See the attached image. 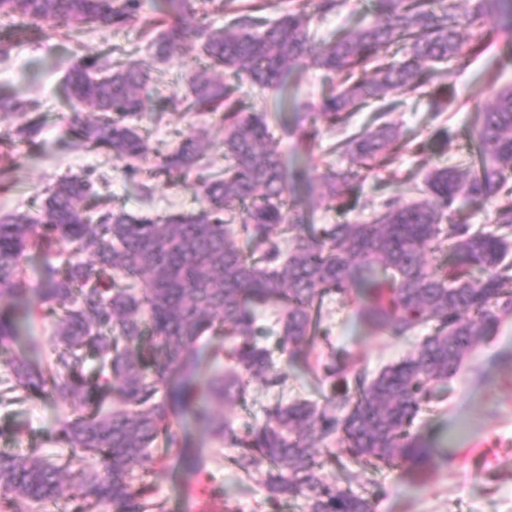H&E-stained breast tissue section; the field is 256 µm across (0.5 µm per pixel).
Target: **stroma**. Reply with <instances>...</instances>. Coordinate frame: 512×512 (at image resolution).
I'll list each match as a JSON object with an SVG mask.
<instances>
[{
  "instance_id": "obj_1",
  "label": "stroma",
  "mask_w": 512,
  "mask_h": 512,
  "mask_svg": "<svg viewBox=\"0 0 512 512\" xmlns=\"http://www.w3.org/2000/svg\"><path fill=\"white\" fill-rule=\"evenodd\" d=\"M11 40L8 55L0 56V91L35 99L43 121L35 146L19 145L14 151L12 171L0 176V211L34 213L41 209L42 190L60 177L97 169L111 180L108 192L114 207L132 213L165 215L189 212L199 207L195 175H188L184 187H170L165 179L151 178L152 163H144L142 181L150 182L153 194L142 199L134 184L122 174V161L98 151L76 147L70 134L73 113L88 116V108L72 111L63 92L68 64L86 55L97 54L112 44L132 45L135 57L153 74L158 86L147 109L164 111L161 123L145 119L141 127L152 147L161 153L173 149L189 128L206 130L212 145L223 134L212 117L167 109L165 99L183 94L193 76L205 65L199 51L188 48L168 60L154 57L149 40L138 28L113 30L105 26L88 28L73 36H50L34 32L15 39L10 24H0V41ZM488 52L474 58L466 69L448 65L447 81L455 96L441 117H434L426 99L405 95L392 118L405 137L429 141L437 125L448 128L451 137L445 149L403 155L392 173L368 172L361 186L363 198L380 200L389 195L405 199L415 196L413 186L434 167L464 166L471 163L470 134L477 121L475 96L489 77L499 84L512 85V39L496 33ZM336 78L305 61L288 79V96L280 98L268 90L253 98V105L289 122L303 120L313 106L335 84ZM274 145L288 166L304 163L311 185H319L328 168L342 167L338 156L327 149L336 139L326 132L307 153L294 149L292 138L281 129L273 131ZM366 288L353 289L346 303L333 304L327 320L330 339L309 349L304 360L291 363L280 354L278 307L261 310L256 334L276 356L288 376L284 393L267 389L260 380L251 381L245 400L221 406L226 421L241 432L264 417L266 407L275 402L298 399L324 403L326 389L317 368L319 358L343 349L361 369L377 374L413 352L420 336L386 338L365 325L358 310L368 299ZM51 320H21L10 351L36 366L46 364L54 344ZM68 409L58 400L33 397L16 400L0 408V451L24 454L29 448L57 453L51 435ZM186 442L184 453L167 457L164 447H156L149 480L153 497L166 512H306L303 499L282 500L271 510L264 487L265 469L257 467L244 478L231 466L235 448L213 436L208 429L185 418L176 425ZM414 431L423 435L438 453L451 457V464L416 473L402 465L389 467L349 463L329 466L326 473L339 485H351L363 495H373V512H512V315L503 318L494 334L479 342L465 357L460 369L437 389V397L421 410ZM206 458V473L195 470L197 458Z\"/></svg>"
}]
</instances>
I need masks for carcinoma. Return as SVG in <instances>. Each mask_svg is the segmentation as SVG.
Returning <instances> with one entry per match:
<instances>
[{
  "mask_svg": "<svg viewBox=\"0 0 512 512\" xmlns=\"http://www.w3.org/2000/svg\"><path fill=\"white\" fill-rule=\"evenodd\" d=\"M203 2L225 14L223 26L188 25L193 0H154L150 14L146 0H0V16L20 20L17 36L30 25L72 33L135 24L158 31L151 42L158 59L194 42L209 68L173 104L213 115L224 130V167L200 176L196 211L151 217L101 207L92 204L95 182L72 176L43 189L39 215L0 213V344L17 336L18 305L54 318L56 343L45 367L5 361L0 406L27 395L57 398L70 409L53 435L67 457L47 460L38 448L0 454V512H40L59 501L64 480L79 487L68 512H163L147 498V464L160 439L169 454L180 452L173 422L187 415L237 449L232 462L240 473L266 464L270 505L301 497L308 512H372L370 498L326 478L335 458L316 450L314 440L334 442L357 460L427 471L434 448L412 427L432 386L512 314V87L492 79L483 88L493 102L479 109L475 169H435L421 198L387 197L371 220L354 224L302 223L288 195L306 173L288 168L270 146L269 113L247 105L257 90L288 99V76L307 57L341 76L296 140L306 148L324 126L343 133L331 150L352 165L323 176L321 203L354 208L360 168L386 169L409 146L388 120L397 97L426 96L442 111L454 91L436 64L464 69L489 47L488 29L511 34L512 0H472L463 13L450 0H373V23L341 27L318 44L313 14L335 12L345 0H288L275 20L237 14L229 0ZM151 82L116 45L72 67L64 84L70 101L93 109L90 121L73 124L76 145L125 161L124 176L145 196L150 187L137 181L133 162L153 153L136 123L147 117ZM371 105L372 126L351 130L355 113ZM5 114L23 117L15 142H35L42 129L35 102L0 92ZM209 147L206 131L183 134L159 156L155 175L200 169ZM461 196L494 204L491 229H476L453 210ZM33 252L46 262L32 306L25 264ZM427 252L448 253L449 268H431ZM360 280L373 294L360 316L375 332L404 337L432 327L413 355L370 377L350 369L349 355L333 354L322 364L333 380L324 405L277 401L243 435L210 414L208 400H243L253 377L271 387L286 381L256 340L258 307L283 309L281 352L294 360L326 339V299L346 298ZM212 330L233 340L232 368L201 383L205 359L197 344ZM90 351L99 361L93 376L84 372ZM89 460L95 468H85Z\"/></svg>",
  "mask_w": 512,
  "mask_h": 512,
  "instance_id": "carcinoma-1",
  "label": "carcinoma"
}]
</instances>
